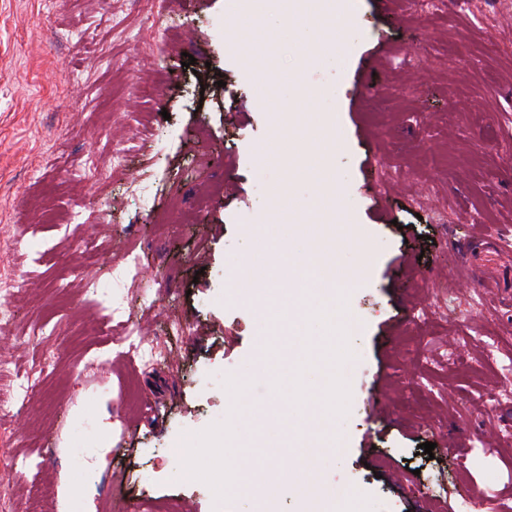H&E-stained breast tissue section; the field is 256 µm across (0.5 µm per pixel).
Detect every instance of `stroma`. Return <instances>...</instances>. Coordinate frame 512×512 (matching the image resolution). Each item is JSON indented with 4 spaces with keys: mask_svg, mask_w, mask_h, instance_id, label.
<instances>
[{
    "mask_svg": "<svg viewBox=\"0 0 512 512\" xmlns=\"http://www.w3.org/2000/svg\"><path fill=\"white\" fill-rule=\"evenodd\" d=\"M287 9L0 0V277L17 285L0 323V396L15 398L0 512H63L69 482L92 485L96 512H254L180 475L175 448L235 404L240 442L306 427L250 369L259 340L286 380L287 356L325 340L260 312L308 248L288 211L320 185L281 147L320 150L312 112L337 113L344 136L329 166L353 224L336 252L359 277L322 484L373 512L512 506V284L487 293L462 253L479 232L512 246V0H361L339 65L320 24L268 39ZM229 375L250 382L240 400Z\"/></svg>",
    "mask_w": 512,
    "mask_h": 512,
    "instance_id": "obj_1",
    "label": "stroma"
}]
</instances>
